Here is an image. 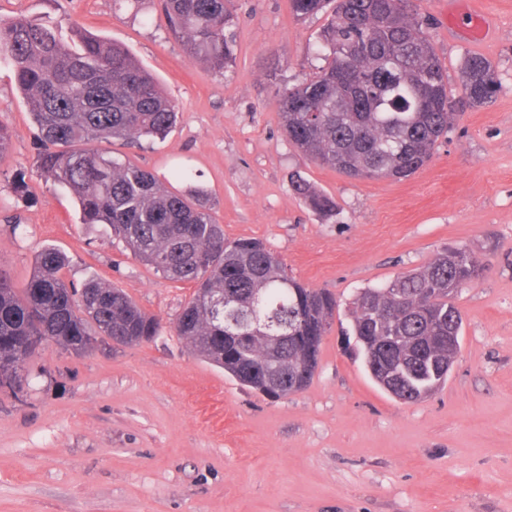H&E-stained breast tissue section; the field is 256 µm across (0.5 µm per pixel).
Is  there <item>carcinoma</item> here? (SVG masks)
<instances>
[{"mask_svg": "<svg viewBox=\"0 0 512 512\" xmlns=\"http://www.w3.org/2000/svg\"><path fill=\"white\" fill-rule=\"evenodd\" d=\"M333 5L319 33L325 65L279 100L288 141L319 164L358 179L405 178L431 157L453 120L448 74L411 0H291L305 17ZM230 0H164L171 32L189 58L218 71L233 62ZM0 61L11 67L45 145L40 167L79 206L81 223L108 224L143 263L174 282L197 285L174 321L192 352L242 385L280 398L306 388L336 298L288 275L259 240L224 238L207 194L170 190L151 172L96 148L112 139L164 135L175 105L157 82L112 41L76 33L65 39L47 21H0ZM462 92L473 105L499 90L492 65L478 55L461 63ZM294 191L313 210L333 211L329 197L303 179ZM66 257L43 248L27 286L0 268V388L22 389L27 359L45 341L63 350L151 342L158 320L125 293L90 281L77 289L62 271ZM487 267L461 247L352 301L351 335L371 378L392 396L419 400L446 381L462 317L451 289L474 285ZM259 296L272 343L249 325L224 320L217 299Z\"/></svg>", "mask_w": 512, "mask_h": 512, "instance_id": "cac0c4a2", "label": "carcinoma"}]
</instances>
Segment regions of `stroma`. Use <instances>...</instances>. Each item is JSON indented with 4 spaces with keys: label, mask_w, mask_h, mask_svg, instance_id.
I'll return each instance as SVG.
<instances>
[{
    "label": "stroma",
    "mask_w": 512,
    "mask_h": 512,
    "mask_svg": "<svg viewBox=\"0 0 512 512\" xmlns=\"http://www.w3.org/2000/svg\"><path fill=\"white\" fill-rule=\"evenodd\" d=\"M235 60L190 59L161 0H0V19L45 18L123 45L158 80L179 119L164 136L100 151L178 190H206L228 240L262 241L289 274L339 302L303 391L274 399L200 360L173 321L194 286L136 259L104 224H84L40 168V132L0 63V265L25 287L43 247L66 280L122 289L160 322L155 341L99 342L76 355L54 342L27 361L18 393L0 390V512H512V0H472L493 37L449 31L446 0H412L456 103L432 158L401 180L349 178L287 139L279 91L321 61L328 20L290 0H232ZM493 66L499 91L470 106L459 67ZM192 177L176 179L177 168ZM336 204L327 216L292 191L295 176ZM468 248L488 270L452 298L463 324L447 382L404 403L367 376L342 330L363 288Z\"/></svg>",
    "instance_id": "1"
}]
</instances>
